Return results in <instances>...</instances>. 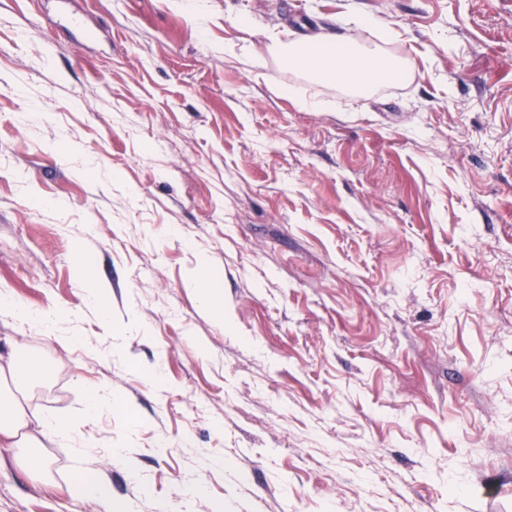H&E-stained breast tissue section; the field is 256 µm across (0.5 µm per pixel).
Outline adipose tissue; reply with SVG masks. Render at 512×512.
Listing matches in <instances>:
<instances>
[{"label":"adipose tissue","mask_w":512,"mask_h":512,"mask_svg":"<svg viewBox=\"0 0 512 512\" xmlns=\"http://www.w3.org/2000/svg\"><path fill=\"white\" fill-rule=\"evenodd\" d=\"M270 51L286 66L304 75L311 84H342L354 94H364L381 83H396L407 74L398 59L378 49L362 46L349 34L289 40L281 34L269 37ZM28 415L23 406L0 397V447H33L37 437L27 434Z\"/></svg>","instance_id":"adipose-tissue-1"}]
</instances>
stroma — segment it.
Returning a JSON list of instances; mask_svg holds the SVG:
<instances>
[{"label":"stroma","mask_w":512,"mask_h":512,"mask_svg":"<svg viewBox=\"0 0 512 512\" xmlns=\"http://www.w3.org/2000/svg\"><path fill=\"white\" fill-rule=\"evenodd\" d=\"M356 16L409 80L267 50ZM0 294V512H512V0H0ZM40 368L39 361L21 344L15 345L8 356H0V381L10 380L18 388L25 387L32 374ZM28 426L23 406L10 398L0 397V447H36L38 438L21 431Z\"/></svg>","instance_id":"35a3bbf8"}]
</instances>
